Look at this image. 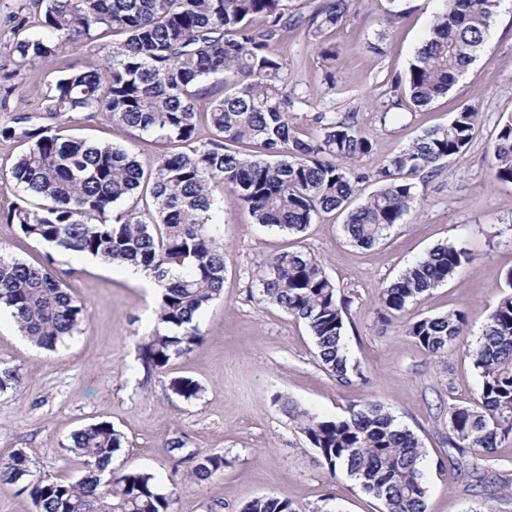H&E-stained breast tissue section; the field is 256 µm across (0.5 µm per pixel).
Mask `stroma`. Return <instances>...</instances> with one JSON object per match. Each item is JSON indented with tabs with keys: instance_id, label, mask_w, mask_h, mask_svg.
<instances>
[{
	"instance_id": "1",
	"label": "stroma",
	"mask_w": 512,
	"mask_h": 512,
	"mask_svg": "<svg viewBox=\"0 0 512 512\" xmlns=\"http://www.w3.org/2000/svg\"><path fill=\"white\" fill-rule=\"evenodd\" d=\"M387 0H353L329 39L340 49L335 62L323 61L305 27L289 31L273 49L287 62L289 88L298 100L301 137H314L319 112L356 113L373 136V150L359 162L366 180L362 194L377 187L374 174L423 130L447 124L464 103L479 112L467 151L436 175L416 179V210L372 248L351 245L343 219L324 214L303 233L289 235L253 223L248 210L224 202V293L199 314L201 346L172 360L167 375L145 377L137 344L156 321L151 289L120 267L79 256H61L55 270L72 294L85 303L81 333L54 351L40 350L0 318V364L17 370L21 384L0 393V460L24 449L34 471L61 481L83 473V459L68 452L71 435L82 426L108 422L122 435L113 458L117 470L152 473L161 491L173 495L175 512H241L252 499L274 495L304 512H377V504L357 491L344 474H330L316 449L279 404L286 397L327 418L344 416L349 404L383 403L420 439L422 468L429 487L427 512H512V496L485 500L468 490L473 468L493 465L512 484V438L494 457L473 452L457 465L438 467L448 456V406L472 402L479 377L461 348L442 357L424 351L403 321L387 328L378 321L377 297L410 264L438 243H461L470 260L445 285L411 306L414 315L451 310L470 316L465 339L476 342L482 314L492 308L512 270V183L489 179V147L499 124L512 115V0H502L486 44L448 95L418 112L383 114L397 76L428 36L438 0H401L402 13L386 21ZM43 0H0V64L19 34H34ZM27 18L19 27V18ZM379 43L380 54L367 51ZM48 63L0 80V124L19 113L45 123L41 89L56 75ZM67 135L111 142L150 165L161 146L152 138L102 118L73 115ZM19 193L0 187V254L29 263L43 260L44 245L26 239L4 213ZM302 249L320 259L342 294L350 297L345 343L352 361L367 372V384L343 387L323 369L307 328L278 306L253 299L252 272L265 257ZM200 382L198 399L186 401L167 389L168 377ZM182 438L185 453H216L223 475L201 483L186 465H174L164 444Z\"/></svg>"
}]
</instances>
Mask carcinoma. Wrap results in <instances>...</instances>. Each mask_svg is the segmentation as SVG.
<instances>
[{"instance_id": "carcinoma-1", "label": "carcinoma", "mask_w": 512, "mask_h": 512, "mask_svg": "<svg viewBox=\"0 0 512 512\" xmlns=\"http://www.w3.org/2000/svg\"><path fill=\"white\" fill-rule=\"evenodd\" d=\"M352 0H323L309 15L288 12L284 0H46L43 33L12 42L13 70L5 80L89 49L43 92L44 113L63 121L72 113L100 116L174 150L146 168L130 150L64 136L55 124L36 125L23 114L0 125V138L25 145L0 183L42 200L15 205L4 215L21 233L48 248L30 264L0 255V309L36 347L54 350L80 332L86 306L56 275L55 255H78L142 268L160 287L158 317L138 351L147 374H165L170 361L203 342L196 319L224 288V225L217 220L224 191L253 222L299 234L322 213L345 214L349 241L370 248L401 223L418 199L416 174L432 176L473 139L478 112L464 103L448 124L424 131L375 174L377 190L352 206L366 176L356 162L371 153L373 136L357 115L319 112L315 139L298 136L296 98L288 89L285 59L273 52L289 30L306 26L325 60L339 51L324 35L346 17ZM430 34L405 77L408 101L420 110L448 94L486 43L501 0H439ZM120 40L102 43L106 35ZM205 122L211 137L202 140ZM490 176L512 183V116L499 126L488 157ZM469 261L457 242H443L408 266L378 295L382 325L407 312L418 297L445 284ZM255 298L303 322L321 366L344 387L366 381L345 345L350 300L314 255L285 250L265 258L252 276ZM462 311L416 317L407 332L426 352L448 351L464 335ZM479 376L471 405H448V446L489 457L512 435V270L484 318L476 345L465 349ZM20 384L0 366V393ZM172 394L191 401L202 386L188 376L168 380ZM331 474L343 470L383 512H426L428 486L417 435L377 401H365L340 418H322L292 400L283 403ZM122 448L109 423H92L71 435L68 450L85 458L74 482L55 481L31 468L18 449L0 462V482H24L37 512H173L145 471H106ZM196 480L224 473L221 454H193ZM482 492L504 488L494 471L478 472ZM242 512H302L286 498L262 496Z\"/></svg>"}]
</instances>
